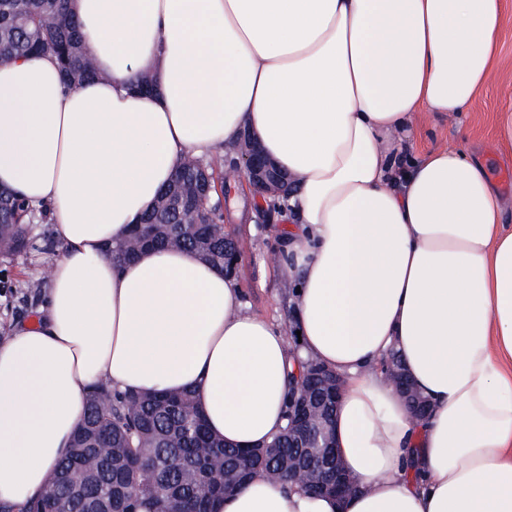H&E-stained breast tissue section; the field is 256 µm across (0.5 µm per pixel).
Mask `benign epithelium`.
<instances>
[{
  "label": "benign epithelium",
  "instance_id": "7a95c632",
  "mask_svg": "<svg viewBox=\"0 0 512 512\" xmlns=\"http://www.w3.org/2000/svg\"><path fill=\"white\" fill-rule=\"evenodd\" d=\"M233 172L260 194L283 193L286 176L261 153L259 146L248 135L243 136L240 142ZM171 182L172 185L164 190L163 197L171 200V207L176 209H193L196 197L220 192L218 184L202 163L191 174L181 172L175 175ZM239 259L236 239L224 234V270L233 272ZM309 376L319 382L323 396L311 393L309 386L304 384L300 395L294 400L288 436L296 440L300 451L297 458L288 463V476L291 482L302 488L315 487L327 494L340 496L349 490L351 481L344 471L332 435L327 430V423L319 426L317 422L322 417L321 398L341 396L344 381L341 376L333 375L318 363L311 365ZM388 379L406 400L420 404L401 369L389 368Z\"/></svg>",
  "mask_w": 512,
  "mask_h": 512
}]
</instances>
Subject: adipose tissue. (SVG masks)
<instances>
[{
    "mask_svg": "<svg viewBox=\"0 0 512 512\" xmlns=\"http://www.w3.org/2000/svg\"><path fill=\"white\" fill-rule=\"evenodd\" d=\"M98 75L0 64V186L47 206L62 245L33 321L0 342V501L42 495L89 392L193 390L238 448L286 424L288 371L343 375L335 421L357 488L258 477L216 512H512V229L483 165L402 162L415 116L467 111L496 60L503 0H72ZM152 94L138 93L143 75ZM250 133L286 171V331L183 249L114 263L108 244L186 159ZM397 352L430 414L381 362Z\"/></svg>",
    "mask_w": 512,
    "mask_h": 512,
    "instance_id": "adipose-tissue-1",
    "label": "adipose tissue"
}]
</instances>
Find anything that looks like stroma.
<instances>
[{
	"instance_id": "1",
	"label": "stroma",
	"mask_w": 512,
	"mask_h": 512,
	"mask_svg": "<svg viewBox=\"0 0 512 512\" xmlns=\"http://www.w3.org/2000/svg\"><path fill=\"white\" fill-rule=\"evenodd\" d=\"M512 108V20L498 38V64L488 81L465 112L436 118L419 114L417 134L409 152L419 157L448 146L471 155L487 168L488 176L505 199L503 221L512 227V151L504 148L497 133L498 112ZM224 223L239 241L241 258L235 278L244 291L249 309L290 325L287 308L291 283L276 266L279 239L286 224L283 216L264 220L253 218L251 223H237L232 212H225ZM39 248L17 258L9 268L11 277L30 281L42 289L49 256L40 247L52 238L48 224L32 227Z\"/></svg>"
}]
</instances>
